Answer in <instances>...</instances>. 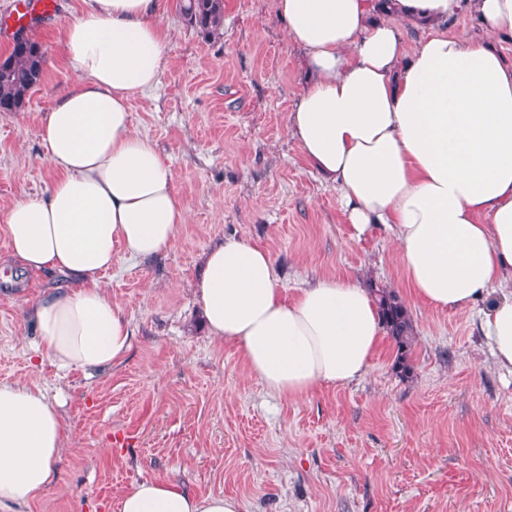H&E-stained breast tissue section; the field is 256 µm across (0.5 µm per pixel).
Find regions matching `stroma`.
I'll list each match as a JSON object with an SVG mask.
<instances>
[{
	"mask_svg": "<svg viewBox=\"0 0 512 512\" xmlns=\"http://www.w3.org/2000/svg\"><path fill=\"white\" fill-rule=\"evenodd\" d=\"M164 4L161 83L130 110L169 157L189 220L163 257L114 253L105 281L134 343L91 377L25 353L24 309L56 276L0 282V382L37 379L68 428L57 483L19 512H116L123 489L151 478L240 497L248 512H512V376L494 368L471 313L412 299L386 232L349 239L335 189L290 132L308 68L277 0H224L215 38L181 0ZM80 9L57 0L31 25L44 77L21 111L0 112V260L8 208L56 176L37 131L73 78L63 35ZM233 235L270 253L287 295L321 277L395 289L414 326L411 374L386 337L359 382L300 401L268 394L234 345L210 340L193 293L206 251Z\"/></svg>",
	"mask_w": 512,
	"mask_h": 512,
	"instance_id": "35a3bbf8",
	"label": "stroma"
}]
</instances>
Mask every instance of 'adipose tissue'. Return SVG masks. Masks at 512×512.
Listing matches in <instances>:
<instances>
[{"label": "adipose tissue", "mask_w": 512, "mask_h": 512, "mask_svg": "<svg viewBox=\"0 0 512 512\" xmlns=\"http://www.w3.org/2000/svg\"><path fill=\"white\" fill-rule=\"evenodd\" d=\"M63 47L73 80L38 137L58 176L6 213L12 272H56L30 304L32 357L58 371L121 364L132 330L103 281L114 250L168 253L188 212L169 164L138 132L131 95L155 87L169 35L161 0H82ZM278 0L310 78L288 121L305 157L335 185L353 240L394 239L416 298L473 310L494 366L512 373V0ZM475 14L486 38L442 25ZM428 27L409 44L400 22ZM210 336L235 345L270 394L298 401L363 378L384 334L367 285L325 277L286 297L269 253L249 238L209 249L196 285ZM67 425L38 380L0 383V512L56 480ZM119 512H247L170 480L126 488Z\"/></svg>", "instance_id": "adipose-tissue-1"}]
</instances>
